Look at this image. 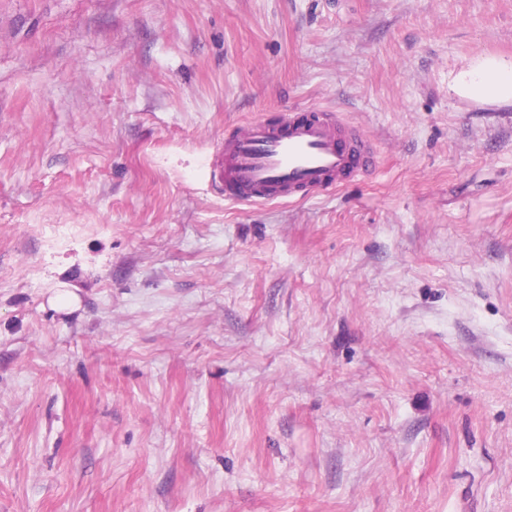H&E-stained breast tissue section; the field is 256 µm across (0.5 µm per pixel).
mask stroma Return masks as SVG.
Here are the masks:
<instances>
[{
    "label": "stroma",
    "instance_id": "35a3bbf8",
    "mask_svg": "<svg viewBox=\"0 0 512 512\" xmlns=\"http://www.w3.org/2000/svg\"><path fill=\"white\" fill-rule=\"evenodd\" d=\"M486 59L512 0H0V512H512ZM313 107L377 171L225 202V135Z\"/></svg>",
    "mask_w": 512,
    "mask_h": 512
}]
</instances>
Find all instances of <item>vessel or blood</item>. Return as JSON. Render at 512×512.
<instances>
[{"mask_svg":"<svg viewBox=\"0 0 512 512\" xmlns=\"http://www.w3.org/2000/svg\"><path fill=\"white\" fill-rule=\"evenodd\" d=\"M213 167L225 201L262 204L353 182L376 170L377 155L339 114L289 109L277 122L256 120L226 137Z\"/></svg>","mask_w":512,"mask_h":512,"instance_id":"b4317fda","label":"vessel or blood"}]
</instances>
